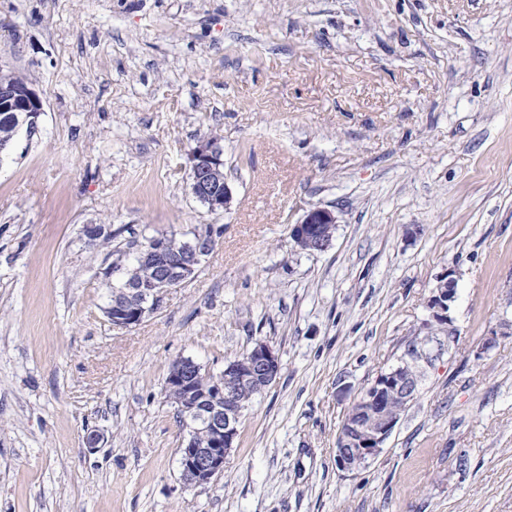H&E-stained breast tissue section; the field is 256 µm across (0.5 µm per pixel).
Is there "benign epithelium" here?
I'll use <instances>...</instances> for the list:
<instances>
[{"label": "benign epithelium", "instance_id": "benign-epithelium-1", "mask_svg": "<svg viewBox=\"0 0 512 512\" xmlns=\"http://www.w3.org/2000/svg\"><path fill=\"white\" fill-rule=\"evenodd\" d=\"M0 112L11 113L10 125L14 131L26 125L34 128L35 119L42 112V102L30 87L20 89L0 84ZM192 192L214 213L228 210L233 201L230 185L224 179L223 149L213 138L197 142L191 151ZM337 224L334 211L315 207L305 212L290 230L296 248L302 251H322L328 248L332 237L324 226ZM214 246V238L197 232L184 243L178 256L167 250L166 237L150 239L137 254L141 263H152L158 269L156 278L140 281L127 288L125 297L107 307L112 324L130 327L139 324L158 306L162 295L170 288L180 287L197 274L202 260ZM436 294L430 307L440 324H450L448 310L455 299L456 280L447 271L437 278ZM440 355L437 336L428 332L407 341L404 356L398 365L380 373L375 382L357 400L362 406L376 407L398 398L403 402L414 400L423 378L422 365H430ZM249 363L241 364L234 358L224 363V370L214 374L189 358L172 363L164 390H182L186 393L183 420L187 435L180 457L181 476L188 486L209 484L224 473V461L233 448L243 408L239 397L226 392L224 381L230 377L239 380L252 394L264 392L276 380L280 360L274 349L264 341H257L247 353ZM198 376L209 379V391L198 395L193 380ZM399 421L395 411L361 415L356 420L342 423L336 448L338 465L346 471L364 467L377 454ZM209 435V447H196L194 436L199 432Z\"/></svg>", "mask_w": 512, "mask_h": 512}]
</instances>
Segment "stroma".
I'll return each mask as SVG.
<instances>
[{"mask_svg":"<svg viewBox=\"0 0 512 512\" xmlns=\"http://www.w3.org/2000/svg\"><path fill=\"white\" fill-rule=\"evenodd\" d=\"M0 65L42 101L0 158V512H512V0H0ZM207 138L220 214L190 188ZM317 206L332 242L295 250ZM208 224L195 278L112 325L113 250ZM448 269L454 341L342 470ZM258 340L280 372L185 486L170 365ZM192 192L211 212L228 210L233 201L224 179L223 149L217 139H203L191 151ZM337 224L336 214L333 210L324 207H315L306 211L303 217L290 230V237L296 248L302 251H322L328 248L332 237L323 231V226ZM336 226L329 229L332 236ZM439 346L437 336L429 331L423 336L408 340L399 364L380 373L355 403L376 407L390 402L393 398L412 402L419 393L423 378L421 364L431 365L441 354ZM362 406L353 405L350 408L346 417L352 416L353 420L358 415L359 417L354 421L345 420L339 431L336 460L346 471L364 467L368 459L383 447L400 418L396 410L391 413L383 411L374 415H360L366 410Z\"/></svg>","mask_w":512,"mask_h":512,"instance_id":"obj_1","label":"stroma"}]
</instances>
